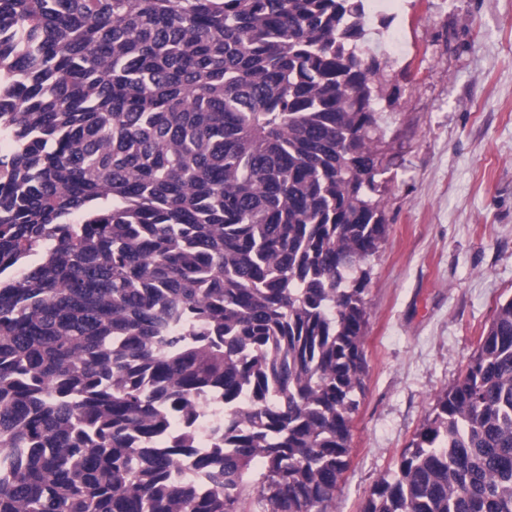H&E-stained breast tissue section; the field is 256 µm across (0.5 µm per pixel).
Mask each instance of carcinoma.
Segmentation results:
<instances>
[{
	"label": "carcinoma",
	"instance_id": "cac0c4a2",
	"mask_svg": "<svg viewBox=\"0 0 512 512\" xmlns=\"http://www.w3.org/2000/svg\"><path fill=\"white\" fill-rule=\"evenodd\" d=\"M369 34L368 0H0V512H332L386 232ZM361 512H512V299ZM224 426V402L211 396L199 398L198 424L196 428L200 451H207L214 432Z\"/></svg>",
	"mask_w": 512,
	"mask_h": 512
}]
</instances>
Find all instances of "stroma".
<instances>
[{
  "label": "stroma",
  "instance_id": "35a3bbf8",
  "mask_svg": "<svg viewBox=\"0 0 512 512\" xmlns=\"http://www.w3.org/2000/svg\"><path fill=\"white\" fill-rule=\"evenodd\" d=\"M366 267L365 389L333 512H361L512 298V0H395Z\"/></svg>",
  "mask_w": 512,
  "mask_h": 512
}]
</instances>
